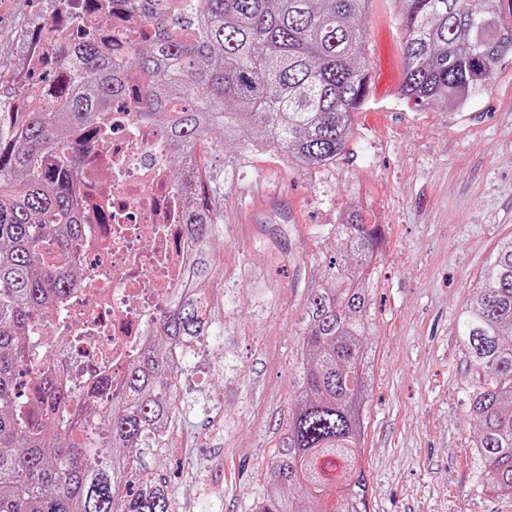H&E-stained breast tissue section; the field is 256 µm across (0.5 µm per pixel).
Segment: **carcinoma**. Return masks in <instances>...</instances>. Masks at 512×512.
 <instances>
[{
    "label": "carcinoma",
    "mask_w": 512,
    "mask_h": 512,
    "mask_svg": "<svg viewBox=\"0 0 512 512\" xmlns=\"http://www.w3.org/2000/svg\"><path fill=\"white\" fill-rule=\"evenodd\" d=\"M153 22L151 41L117 55L85 43L75 80L60 78L51 111L0 112V512H174L168 485L143 465L177 414L166 348L209 335L205 287L217 275L221 231L197 148L215 128L304 168L346 149L354 112L368 99L360 18L369 0H194L175 37L153 0H128ZM501 0H399L406 72L399 96L417 106L466 105L512 54V15ZM152 77L138 99L162 121L177 183L187 190L185 232L197 245L184 290L156 327L162 343L131 364L122 395L94 414L101 454L78 416L59 426L44 413L70 396L48 363L31 360L28 334L74 286L67 261L81 235L77 129L100 132V113L125 94L120 73ZM337 234L343 257L303 313L298 390L256 512H364L361 464L371 373L369 309L379 225L350 208ZM459 336L483 381L470 398L480 425L479 480L512 494V236L499 242L461 307Z\"/></svg>",
    "instance_id": "cac0c4a2"
}]
</instances>
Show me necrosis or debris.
Listing matches in <instances>:
<instances>
[{"mask_svg": "<svg viewBox=\"0 0 512 512\" xmlns=\"http://www.w3.org/2000/svg\"><path fill=\"white\" fill-rule=\"evenodd\" d=\"M92 0H47L45 19L22 56L25 95L10 109L28 112L56 105L62 50L76 51L83 21L99 17ZM112 42L126 46L153 34L151 23L110 10ZM127 94L102 116V137L85 142L80 179L84 224L71 256L82 280L31 333L35 356L74 395L109 406L127 371L146 347L172 294L182 288L194 247L184 232V200L171 177L163 125L136 102L148 76L125 70Z\"/></svg>", "mask_w": 512, "mask_h": 512, "instance_id": "necrosis-or-debris-1", "label": "necrosis or debris"}]
</instances>
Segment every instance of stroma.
Masks as SVG:
<instances>
[{"label":"stroma","instance_id":"obj_1","mask_svg":"<svg viewBox=\"0 0 512 512\" xmlns=\"http://www.w3.org/2000/svg\"><path fill=\"white\" fill-rule=\"evenodd\" d=\"M42 0L0 10V101L14 94L19 41ZM398 0L362 18L369 97L332 165L301 169L278 152L198 151L224 226L209 336L183 363L179 412L150 472L175 512H255L294 391L299 317L326 287L348 207L384 229L373 290V362L362 462L367 512H512L477 477L468 395L481 378L458 315L497 243L512 235V55L467 105L400 99L406 61Z\"/></svg>","mask_w":512,"mask_h":512}]
</instances>
